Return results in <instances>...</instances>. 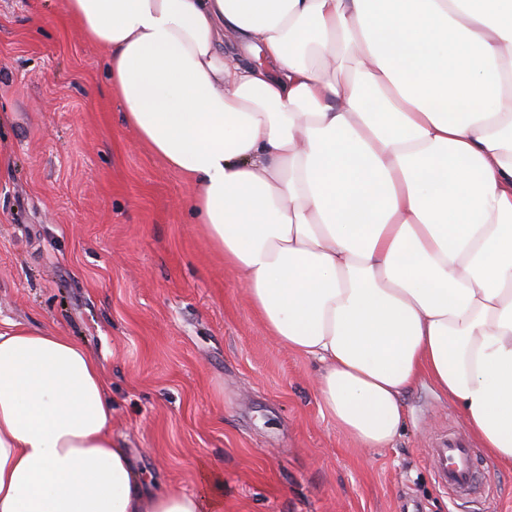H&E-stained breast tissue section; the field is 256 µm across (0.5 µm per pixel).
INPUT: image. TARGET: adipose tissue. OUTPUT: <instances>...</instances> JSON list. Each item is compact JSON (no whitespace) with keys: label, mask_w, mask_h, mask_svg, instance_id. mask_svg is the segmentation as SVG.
I'll use <instances>...</instances> for the list:
<instances>
[{"label":"adipose tissue","mask_w":512,"mask_h":512,"mask_svg":"<svg viewBox=\"0 0 512 512\" xmlns=\"http://www.w3.org/2000/svg\"><path fill=\"white\" fill-rule=\"evenodd\" d=\"M65 10L338 429L388 447L424 378L512 470V0ZM220 509L146 487L83 344L0 330V512Z\"/></svg>","instance_id":"adipose-tissue-1"}]
</instances>
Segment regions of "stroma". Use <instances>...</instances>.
Masks as SVG:
<instances>
[{"instance_id":"1","label":"stroma","mask_w":512,"mask_h":512,"mask_svg":"<svg viewBox=\"0 0 512 512\" xmlns=\"http://www.w3.org/2000/svg\"><path fill=\"white\" fill-rule=\"evenodd\" d=\"M2 112L0 326L85 344L147 485L217 495L221 512H512V471L484 451L477 493L439 484L430 449L467 430L428 380L389 448L321 413L314 364L264 332L62 0H0Z\"/></svg>"}]
</instances>
